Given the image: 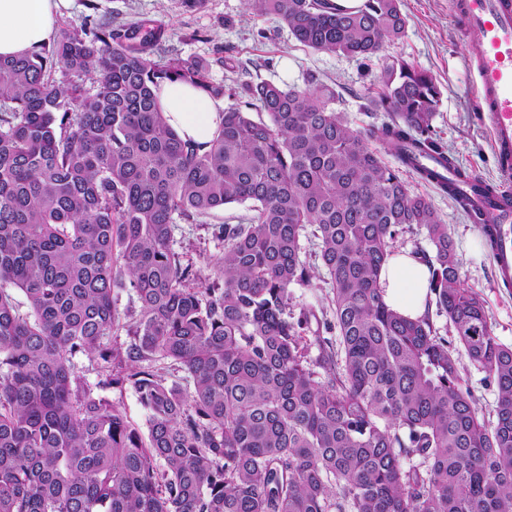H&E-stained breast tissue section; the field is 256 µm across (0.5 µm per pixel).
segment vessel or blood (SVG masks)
<instances>
[{
	"instance_id": "1",
	"label": "vessel or blood",
	"mask_w": 512,
	"mask_h": 512,
	"mask_svg": "<svg viewBox=\"0 0 512 512\" xmlns=\"http://www.w3.org/2000/svg\"><path fill=\"white\" fill-rule=\"evenodd\" d=\"M452 14L478 41L471 58L474 97L488 122L499 180L448 169L447 176L464 196L480 225L491 226L493 257L501 278L512 279V0H450Z\"/></svg>"
}]
</instances>
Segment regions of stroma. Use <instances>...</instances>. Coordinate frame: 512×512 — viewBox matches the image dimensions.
I'll return each instance as SVG.
<instances>
[{"label": "stroma", "mask_w": 512, "mask_h": 512, "mask_svg": "<svg viewBox=\"0 0 512 512\" xmlns=\"http://www.w3.org/2000/svg\"><path fill=\"white\" fill-rule=\"evenodd\" d=\"M97 4L100 12H111L123 22L143 18L162 22L168 31L169 53L212 60L215 81L234 78L304 88L313 77L335 88L336 109L351 127L364 131L389 120L387 112L365 109L368 92L379 85L382 61L305 47L275 18L252 13L245 0H97ZM402 12L407 19L405 34L388 46L387 56L405 59L436 78L442 95L432 121L434 138L463 169L497 179L490 132L473 101L470 57L475 35L453 20L449 0H403ZM221 56L231 59L232 69L216 65ZM403 178L411 193L431 200L447 224L463 288L483 300L495 335L512 345V288L497 280L493 255L478 225L452 197L413 173H404ZM248 214L244 203L212 210L198 223L178 225L174 248L191 264L193 273L203 279L213 277L224 255L215 227L240 223ZM301 246L314 276L307 283L290 286L293 308L311 310L322 322L332 320V293L317 257L318 241L307 234Z\"/></svg>", "instance_id": "stroma-1"}]
</instances>
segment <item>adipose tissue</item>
<instances>
[{"label": "adipose tissue", "instance_id": "obj_1", "mask_svg": "<svg viewBox=\"0 0 512 512\" xmlns=\"http://www.w3.org/2000/svg\"><path fill=\"white\" fill-rule=\"evenodd\" d=\"M59 0H0V56L16 57L50 42L56 32ZM159 101L169 125L185 140L210 142L222 122V105L192 85L164 83ZM431 274L419 256L392 254L379 272L385 303L415 319L424 314Z\"/></svg>", "mask_w": 512, "mask_h": 512}]
</instances>
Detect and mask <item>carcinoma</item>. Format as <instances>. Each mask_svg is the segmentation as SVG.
Returning <instances> with one entry per match:
<instances>
[{
	"instance_id": "obj_1",
	"label": "carcinoma",
	"mask_w": 512,
	"mask_h": 512,
	"mask_svg": "<svg viewBox=\"0 0 512 512\" xmlns=\"http://www.w3.org/2000/svg\"><path fill=\"white\" fill-rule=\"evenodd\" d=\"M245 2L313 50L368 60L406 29L401 0ZM166 40L155 20L109 16L0 57V283L28 307L0 288V512H512V346L462 287L448 225L402 178L434 183L414 159L442 153L435 78L385 61L368 100L392 113L371 130L392 166L331 107L332 87L216 82L213 65H234L159 60ZM174 80L229 101L205 148L160 109ZM245 202L247 222L218 226L215 276L194 282L177 222ZM309 226L339 338L319 340L324 382L302 344L313 313L289 292L312 277ZM413 229L458 349L383 300L380 269ZM127 286L135 317L118 306ZM461 349L496 387L493 421ZM79 355L100 363L96 385ZM127 385L145 433L95 393Z\"/></svg>"
}]
</instances>
